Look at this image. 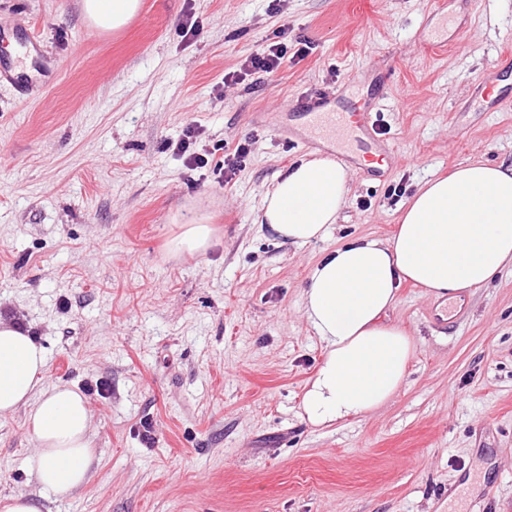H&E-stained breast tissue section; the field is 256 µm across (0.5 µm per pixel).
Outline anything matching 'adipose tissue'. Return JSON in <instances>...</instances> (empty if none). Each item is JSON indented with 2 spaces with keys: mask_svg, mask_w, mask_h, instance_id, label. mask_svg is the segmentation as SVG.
Segmentation results:
<instances>
[{
  "mask_svg": "<svg viewBox=\"0 0 512 512\" xmlns=\"http://www.w3.org/2000/svg\"><path fill=\"white\" fill-rule=\"evenodd\" d=\"M139 7L140 0H83L85 18L104 33L122 29ZM348 193V174L336 161L305 160L277 178L256 221L295 244L318 241ZM509 267L512 168L473 161L426 182L393 237L338 247L311 268L304 312L323 359L306 386L301 419L322 427L366 415L405 384L416 345L387 320L401 282L456 299ZM19 411L37 442L25 465L40 494L72 497L86 485L93 459L89 404L77 389L48 382L44 349L24 325L0 317V416Z\"/></svg>",
  "mask_w": 512,
  "mask_h": 512,
  "instance_id": "adipose-tissue-1",
  "label": "adipose tissue"
}]
</instances>
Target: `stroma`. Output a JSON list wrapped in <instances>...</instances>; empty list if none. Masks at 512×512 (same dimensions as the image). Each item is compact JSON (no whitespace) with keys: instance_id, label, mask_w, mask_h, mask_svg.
<instances>
[{"instance_id":"obj_1","label":"stroma","mask_w":512,"mask_h":512,"mask_svg":"<svg viewBox=\"0 0 512 512\" xmlns=\"http://www.w3.org/2000/svg\"><path fill=\"white\" fill-rule=\"evenodd\" d=\"M434 2L142 0L102 33L82 0H0V32L34 27L58 73L33 102L0 86V314L30 327L50 382L103 386L87 397L93 476L44 512H512L511 269L467 289L449 331L431 320L436 297L402 284L387 319L416 351L397 395L321 428L299 416L323 351L304 314L311 267L391 237L419 186L461 162L512 166V109L470 105L484 69L512 64V0H447L460 40ZM189 13L202 30L185 40ZM283 29L288 60L244 73ZM382 72L379 133L400 155L387 182L349 173L317 242L256 224L275 176L307 157L276 129L294 102L345 82L358 98ZM192 121L200 152L252 138L230 185L173 150ZM191 208L219 241L171 254ZM35 446L24 412L0 417V501L37 494Z\"/></svg>"}]
</instances>
